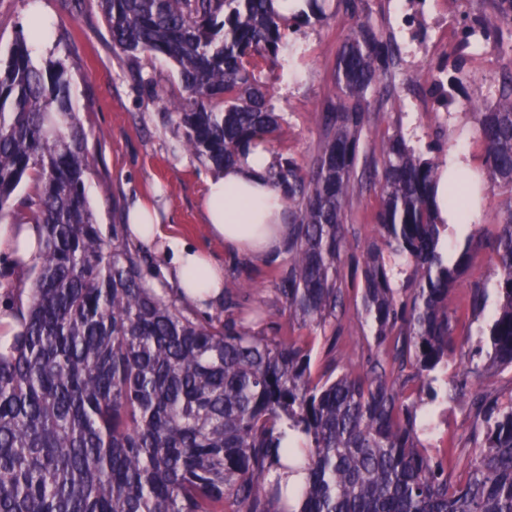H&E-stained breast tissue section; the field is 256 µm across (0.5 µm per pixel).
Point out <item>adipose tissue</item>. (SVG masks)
<instances>
[{"instance_id":"adipose-tissue-1","label":"adipose tissue","mask_w":512,"mask_h":512,"mask_svg":"<svg viewBox=\"0 0 512 512\" xmlns=\"http://www.w3.org/2000/svg\"><path fill=\"white\" fill-rule=\"evenodd\" d=\"M270 162L264 148L249 150L234 169L206 185L208 232L229 253L264 258L281 247L286 227L281 193L268 179ZM127 226L129 242L152 249L157 257L159 275L151 280V288L159 292L174 284L185 303L202 311L220 299L223 266L192 241L170 234L152 202L137 200L128 212Z\"/></svg>"}]
</instances>
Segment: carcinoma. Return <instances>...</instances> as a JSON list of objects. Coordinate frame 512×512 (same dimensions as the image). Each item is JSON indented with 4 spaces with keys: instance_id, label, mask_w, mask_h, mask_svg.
<instances>
[{
    "instance_id": "obj_1",
    "label": "carcinoma",
    "mask_w": 512,
    "mask_h": 512,
    "mask_svg": "<svg viewBox=\"0 0 512 512\" xmlns=\"http://www.w3.org/2000/svg\"><path fill=\"white\" fill-rule=\"evenodd\" d=\"M112 45L135 61L163 55L185 95L170 118L186 149L216 170L284 134L263 89L288 30L325 18V0L282 15L272 0H95ZM483 36L504 44L512 0H490ZM353 18L369 0H338ZM393 40L358 23L336 57V91L318 113L322 137L305 165L275 157L269 175L288 209L273 267L275 310L250 303L224 275V316L146 286L148 258L124 225L100 231L85 193L91 158L60 59L38 64L24 31L0 61V223L34 224L39 258L15 264L26 282L0 295L20 330L0 345V512H512V400L475 392V452L453 478L421 447L427 407L455 349V325L485 308L480 283L448 295L474 256H495L499 305L488 325L491 374L512 368V70L475 113L492 184L503 190L497 230L443 249L437 181L427 157L392 126L359 164L370 92L389 93ZM26 178L27 210L12 209ZM378 190L376 236L348 239L350 203ZM375 354L311 373L312 344L283 336L276 312L334 326L349 281ZM293 472L304 475L291 485Z\"/></svg>"
}]
</instances>
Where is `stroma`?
I'll return each instance as SVG.
<instances>
[{
    "mask_svg": "<svg viewBox=\"0 0 512 512\" xmlns=\"http://www.w3.org/2000/svg\"><path fill=\"white\" fill-rule=\"evenodd\" d=\"M327 4L325 21L289 34L290 50L279 59L276 79L268 83V103L288 131L284 139L274 142L273 150L301 163L316 151L321 134L318 112L335 89L336 55L355 25L338 8L337 0H327ZM432 6L448 15L447 28L435 35L436 40L448 43L464 32L470 16L491 12L488 0H433ZM34 9L52 26V37L35 53V61L52 56L71 70L73 106L88 133L93 160L86 195L102 233L111 235L113 225L124 223L129 205L146 196L173 234L195 241L226 271H234L236 256L213 241L204 224L205 184L214 169L186 150L181 130L165 110L166 103L183 92L175 65L161 56L129 61L113 48L92 0H70L66 5L60 0H0L1 52L7 51L16 32L27 26ZM446 62L449 77L458 81L451 118L414 105L416 95L428 92L425 79L416 81V74L432 75L438 58L400 63L390 77L396 96L372 114L371 131L361 138L360 154H370L391 121L399 118L412 145L424 151L429 145L444 143L450 154H470L473 170H482L474 110L496 98L505 64L503 54L489 40L484 53H452ZM485 324L482 318L459 322L456 348L443 374L446 384L438 409L446 418L432 430L437 445L428 454L452 469L473 453L475 430L469 401L456 395L454 382H463L470 391L493 392L504 400L512 397V368L499 369L485 381L468 370L470 364L484 362L476 350Z\"/></svg>",
    "mask_w": 512,
    "mask_h": 512,
    "instance_id": "1",
    "label": "stroma"
}]
</instances>
